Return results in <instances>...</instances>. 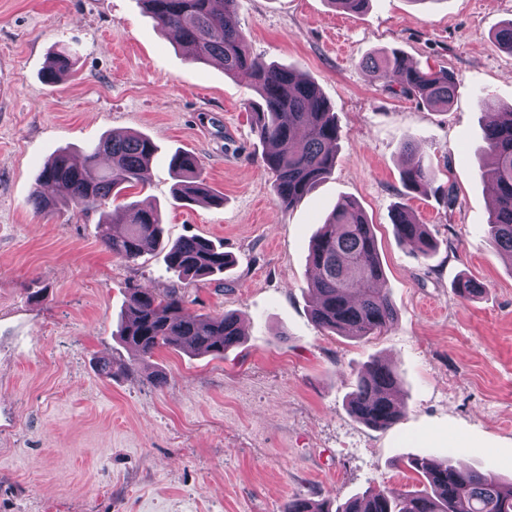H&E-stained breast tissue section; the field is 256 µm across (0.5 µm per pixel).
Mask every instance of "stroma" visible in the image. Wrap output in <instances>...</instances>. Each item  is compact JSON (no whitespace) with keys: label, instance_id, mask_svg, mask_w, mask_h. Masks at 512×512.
I'll return each instance as SVG.
<instances>
[{"label":"stroma","instance_id":"obj_1","mask_svg":"<svg viewBox=\"0 0 512 512\" xmlns=\"http://www.w3.org/2000/svg\"><path fill=\"white\" fill-rule=\"evenodd\" d=\"M236 18L254 53L319 86L341 128L331 173L289 208L244 108L247 81L192 60L142 0H0V512H283L296 497L412 489L404 462L416 456L512 478V262L485 236L481 104L512 107V54L490 40L512 0H370L360 13L238 0ZM63 48L72 73L45 83ZM393 50L452 71V103L372 81L364 60ZM134 132L157 152L149 185L122 201L158 208L165 242L222 243L224 273L178 279L157 246L119 259L99 211L34 208L56 152ZM408 142L431 169L420 191L401 180ZM180 151L199 156L223 204L174 197ZM344 196L375 226L396 309L362 339L311 314V240ZM401 205L425 224L430 255L397 239ZM462 278L483 284L480 296L458 297ZM134 288L178 289L192 315L238 314L243 340L220 359L139 357L118 336ZM376 358L399 374L403 414L385 430L347 410Z\"/></svg>","mask_w":512,"mask_h":512}]
</instances>
